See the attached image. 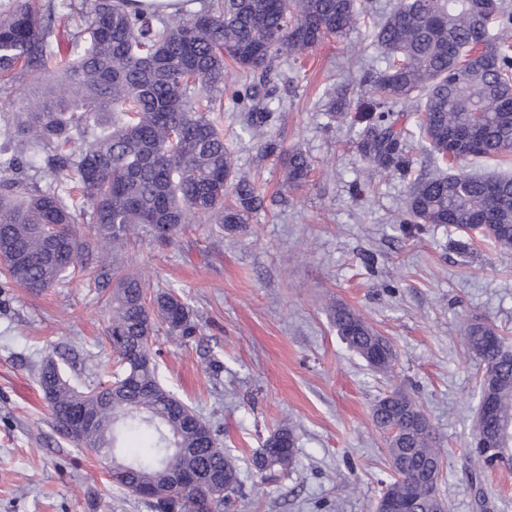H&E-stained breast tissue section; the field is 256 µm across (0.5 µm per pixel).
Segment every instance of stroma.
<instances>
[{"label":"stroma","mask_w":512,"mask_h":512,"mask_svg":"<svg viewBox=\"0 0 512 512\" xmlns=\"http://www.w3.org/2000/svg\"><path fill=\"white\" fill-rule=\"evenodd\" d=\"M382 66L361 24L324 39L304 67L274 62L277 153L263 156L232 101L220 115L236 168L260 178L264 209L234 234L201 222L162 245L145 231L121 256L149 293L182 291L194 311L198 333L158 331L152 354L162 381L221 426L238 458L237 512H374L390 466L371 407L395 387L422 405L443 450L448 512H512V469L473 478L479 361L465 346L476 321L512 335V260L477 234L458 252L445 224L403 234L408 185L434 164L417 145L408 175L368 177L357 125L330 109L337 91L362 100L361 77ZM295 149L310 164L298 185L286 177ZM334 303L390 339L389 372L337 335ZM107 325L101 294L80 278L40 294L0 279V512H150L110 484L105 462L53 430L37 386L48 357L73 383L89 382L111 357ZM283 422L299 436L297 463L258 473L252 455Z\"/></svg>","instance_id":"stroma-1"}]
</instances>
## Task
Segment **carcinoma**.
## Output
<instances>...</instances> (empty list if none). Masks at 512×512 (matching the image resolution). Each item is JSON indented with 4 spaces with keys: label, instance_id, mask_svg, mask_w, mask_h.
Returning a JSON list of instances; mask_svg holds the SVG:
<instances>
[{
    "label": "carcinoma",
    "instance_id": "carcinoma-1",
    "mask_svg": "<svg viewBox=\"0 0 512 512\" xmlns=\"http://www.w3.org/2000/svg\"><path fill=\"white\" fill-rule=\"evenodd\" d=\"M135 0H94L76 17L68 5L48 11L35 0H0V74L40 80L53 73L45 96L19 104L16 119L0 126V266L8 282L39 294L75 272L93 249L100 271L88 272L99 288L111 276L106 299L112 378L79 391L50 359L38 387L61 437L93 456L112 460L108 474L118 489L156 486L165 496L146 501L152 512H232L240 480L236 459L221 447L220 429L198 415L162 383L151 356L157 325L180 338L197 324L175 290L148 296L135 274L107 262L139 238L140 230L170 243L199 218L229 233L243 228L262 203L258 183L241 175L212 116L223 111L215 93L228 88L226 60L258 77L232 92L250 116L248 132L266 153L278 149L268 131L271 112L259 94L277 60L304 63L326 37H343L361 12L356 0H203L200 10L161 19L132 7ZM72 28L73 56L57 63L51 37ZM497 33L490 34L491 28ZM373 45L384 69L361 81L374 97L362 117L359 151L372 171L408 173V153L423 142L434 164L465 158L494 159L512 152V13L499 0H398L373 23ZM414 111L412 127H399L397 112ZM470 127L476 144L455 150L454 131ZM307 157L288 153V180L303 182ZM60 187L43 190L37 174ZM405 223L448 224L464 234L478 228L504 254H512V177L462 172L429 174L410 184ZM88 224L91 240L77 237ZM338 335L374 370L388 372L390 340L343 305L333 309ZM465 342L485 364L478 397L489 398L492 416L476 423L480 442L471 454L479 474L512 460L500 443L512 426V346L492 326L473 324ZM86 410L96 423L76 434L60 427ZM388 434L391 479L380 496L409 504L411 512H447L437 497L441 449L422 407L394 388L372 408ZM149 437L145 452L126 446L131 432ZM299 437L281 425L255 455L259 473L294 468ZM209 474L224 495L208 496L178 483Z\"/></svg>",
    "mask_w": 512,
    "mask_h": 512
}]
</instances>
